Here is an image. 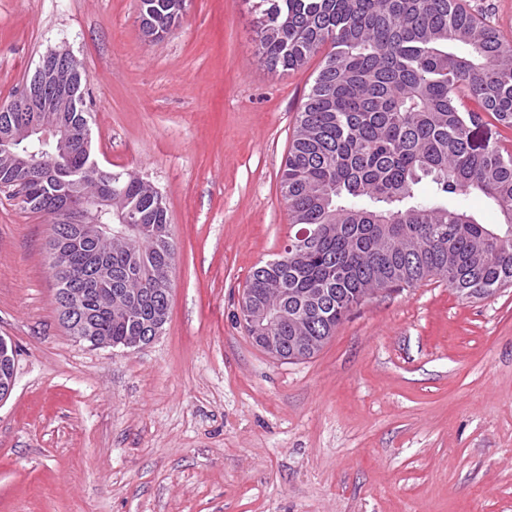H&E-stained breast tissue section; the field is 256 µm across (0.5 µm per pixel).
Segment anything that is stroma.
Masks as SVG:
<instances>
[{
    "label": "stroma",
    "mask_w": 512,
    "mask_h": 512,
    "mask_svg": "<svg viewBox=\"0 0 512 512\" xmlns=\"http://www.w3.org/2000/svg\"><path fill=\"white\" fill-rule=\"evenodd\" d=\"M256 0H0V104L52 50L87 74L95 158L163 195L169 317L141 348L62 325L48 215L0 191V512H512V288L425 281L367 300L280 360L236 314L290 231L279 171L323 60L269 70ZM186 0H140L141 27L148 36L160 38L177 22ZM16 358L12 345L0 337V402L5 401L12 393L15 384Z\"/></svg>",
    "instance_id": "obj_1"
}]
</instances>
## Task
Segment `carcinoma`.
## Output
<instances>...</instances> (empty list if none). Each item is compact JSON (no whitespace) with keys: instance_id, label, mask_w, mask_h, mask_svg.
<instances>
[{"instance_id":"obj_1","label":"carcinoma","mask_w":512,"mask_h":512,"mask_svg":"<svg viewBox=\"0 0 512 512\" xmlns=\"http://www.w3.org/2000/svg\"><path fill=\"white\" fill-rule=\"evenodd\" d=\"M186 0H140L141 27L161 36ZM256 54L271 70L294 69L329 46L297 112L280 175V193L296 234L276 259L252 271L246 288L261 304L274 283L288 289V318L275 330L295 335L293 316L318 290L325 307L304 324L330 338L364 288H412L438 278L469 295L512 286V154L477 144L483 115L512 129V41L463 0H259ZM69 131L64 156L36 143L25 164L0 151V189L17 188L26 208L47 215L79 201L76 179L99 180L112 214L88 224L117 228L133 214L142 231L107 252L74 248L67 216L52 222L47 249L68 251L50 265L59 288L97 298L126 296L139 277L136 316L92 315L99 336L118 347L132 336L151 342L168 317L163 280L176 245L162 195L123 172L103 177L92 157L88 112L59 99L46 112H1L0 136H22L45 117ZM482 196L500 215L484 224L457 204Z\"/></svg>"}]
</instances>
